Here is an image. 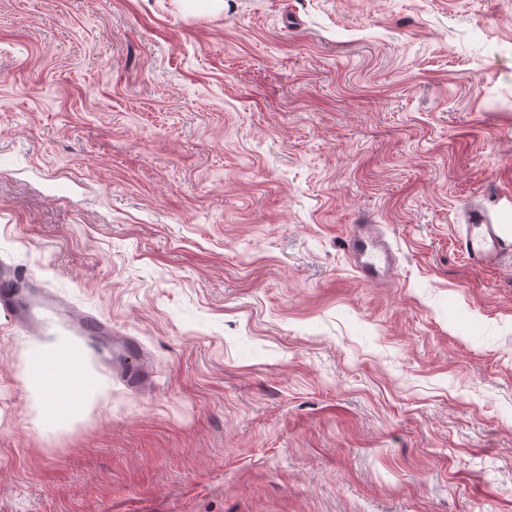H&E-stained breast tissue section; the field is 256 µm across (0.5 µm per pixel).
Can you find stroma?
Instances as JSON below:
<instances>
[{"mask_svg": "<svg viewBox=\"0 0 512 512\" xmlns=\"http://www.w3.org/2000/svg\"><path fill=\"white\" fill-rule=\"evenodd\" d=\"M472 207L512 239V0H0V262L58 303L0 312V512H512ZM63 345L55 423L22 376ZM375 224L351 225L345 239L346 250L353 259L360 277L367 281H382L385 271L394 266L393 253ZM64 354L67 362L55 361L49 370L27 375L25 380L26 388L43 399L48 418L57 421L75 418L80 401L95 387L94 378L80 369L77 356L72 352ZM61 392H68L74 401L65 405L55 403L54 397Z\"/></svg>", "mask_w": 512, "mask_h": 512, "instance_id": "stroma-1", "label": "stroma"}]
</instances>
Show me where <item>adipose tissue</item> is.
I'll list each match as a JSON object with an SVG mask.
<instances>
[{
    "label": "adipose tissue",
    "mask_w": 512,
    "mask_h": 512,
    "mask_svg": "<svg viewBox=\"0 0 512 512\" xmlns=\"http://www.w3.org/2000/svg\"><path fill=\"white\" fill-rule=\"evenodd\" d=\"M25 383L29 391L43 399L48 418L57 421L75 418L81 400L95 387L93 377L80 369L78 358L72 353L67 354L65 361L53 362L49 370L27 376ZM62 392L72 395L71 403L57 404L56 397Z\"/></svg>",
    "instance_id": "obj_1"
}]
</instances>
